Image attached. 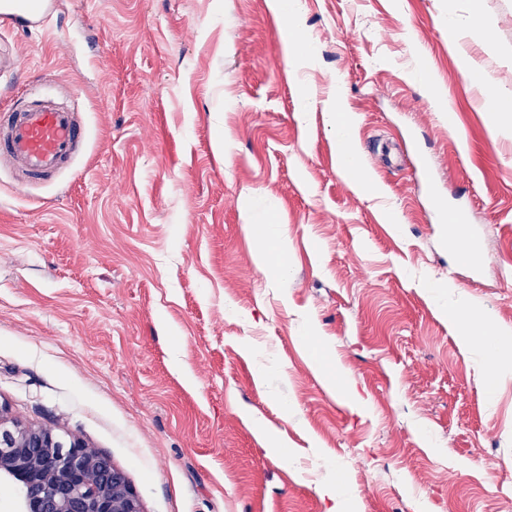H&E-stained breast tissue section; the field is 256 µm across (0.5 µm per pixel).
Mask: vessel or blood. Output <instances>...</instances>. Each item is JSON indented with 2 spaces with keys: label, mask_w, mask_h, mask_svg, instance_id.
Returning <instances> with one entry per match:
<instances>
[{
  "label": "vessel or blood",
  "mask_w": 512,
  "mask_h": 512,
  "mask_svg": "<svg viewBox=\"0 0 512 512\" xmlns=\"http://www.w3.org/2000/svg\"><path fill=\"white\" fill-rule=\"evenodd\" d=\"M54 0H0L1 11H16L27 30L44 27ZM84 139L75 111L42 104L33 94L0 111V161L18 168L32 181L68 165Z\"/></svg>",
  "instance_id": "vessel-or-blood-1"
}]
</instances>
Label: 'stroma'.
<instances>
[{
  "label": "stroma",
  "instance_id": "obj_1",
  "mask_svg": "<svg viewBox=\"0 0 512 512\" xmlns=\"http://www.w3.org/2000/svg\"><path fill=\"white\" fill-rule=\"evenodd\" d=\"M299 14L302 68L266 0H58L41 32L5 24L0 109L38 89L82 113L87 144L23 189L0 169V403L107 454L143 512H327L332 482L360 512H512V378L486 385L480 342L463 350L426 290L453 279L512 328V113L491 118L461 67L512 91V0ZM336 92L384 196L336 166ZM253 223L278 225L283 275Z\"/></svg>",
  "mask_w": 512,
  "mask_h": 512
}]
</instances>
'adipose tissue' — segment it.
<instances>
[{
	"mask_svg": "<svg viewBox=\"0 0 512 512\" xmlns=\"http://www.w3.org/2000/svg\"><path fill=\"white\" fill-rule=\"evenodd\" d=\"M322 110L336 133V159L341 172L359 193L381 194V186L355 160L353 140L358 123L355 113L345 108L338 95L323 101ZM441 312L458 333L462 346H470L473 341L470 330L472 321H480L491 332L493 347L485 353L482 363L486 381L497 383L512 374V332L499 327L493 311L473 300L462 298L442 305Z\"/></svg>",
	"mask_w": 512,
	"mask_h": 512,
	"instance_id": "obj_1",
	"label": "adipose tissue"
}]
</instances>
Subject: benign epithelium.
<instances>
[{"mask_svg":"<svg viewBox=\"0 0 512 512\" xmlns=\"http://www.w3.org/2000/svg\"><path fill=\"white\" fill-rule=\"evenodd\" d=\"M17 486L12 512H143L125 473L81 441L23 427L0 407V482Z\"/></svg>","mask_w":512,"mask_h":512,"instance_id":"benign-epithelium-1","label":"benign epithelium"}]
</instances>
